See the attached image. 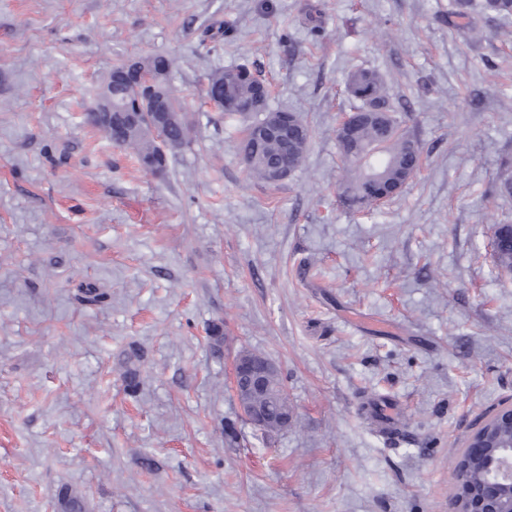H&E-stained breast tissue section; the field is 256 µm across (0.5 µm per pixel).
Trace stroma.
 <instances>
[{
    "label": "stroma",
    "instance_id": "1",
    "mask_svg": "<svg viewBox=\"0 0 512 512\" xmlns=\"http://www.w3.org/2000/svg\"><path fill=\"white\" fill-rule=\"evenodd\" d=\"M448 9L0 0V512H56L65 485L87 512H448L464 437L512 401V276L491 247L512 224L491 192L512 158V21L468 41ZM154 53L176 58L192 126L161 175L84 121L114 66ZM237 65L308 120L283 182L249 178L245 120L207 98L208 74ZM357 67L384 76L421 146L415 178L368 214L339 198ZM81 282L110 302L79 305ZM243 348L279 369L287 431L243 417ZM375 395L401 434L366 413Z\"/></svg>",
    "mask_w": 512,
    "mask_h": 512
}]
</instances>
